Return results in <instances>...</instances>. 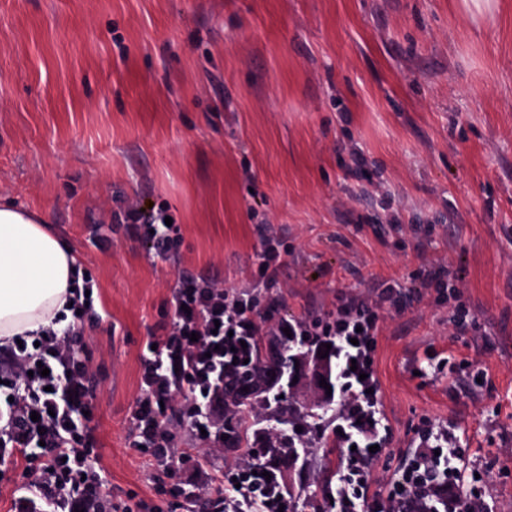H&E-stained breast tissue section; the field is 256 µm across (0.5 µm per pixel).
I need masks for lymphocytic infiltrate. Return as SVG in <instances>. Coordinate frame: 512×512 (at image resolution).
<instances>
[{"mask_svg": "<svg viewBox=\"0 0 512 512\" xmlns=\"http://www.w3.org/2000/svg\"><path fill=\"white\" fill-rule=\"evenodd\" d=\"M124 226L130 237L143 240L157 258L175 255L178 225H166L163 214L142 210L138 201H127ZM258 267V283L266 295L249 288H227L211 279L180 278L172 291L169 319L162 336L143 359L141 395L134 411L133 447L148 453L157 473L167 475L172 462L189 465L190 479L208 495L212 512H279L288 499L280 487L253 478L247 468L212 471L191 463L179 452L181 428L205 435L215 449L224 441V368L246 354L245 342L265 328L288 325L292 334L336 339L341 363L336 378L339 391L349 399L374 406L377 395L372 353L379 315L376 308L340 299L335 313L304 327L283 321L273 264L272 236ZM89 283L75 285L71 298L75 323L48 324L33 340L0 345V460L19 455L38 463L35 483L41 492L36 512H112L111 503L97 494L99 472L90 464L88 450L96 443L91 386L92 360L75 327L93 309L86 297ZM48 375L38 374V367ZM184 394L182 410H175V394ZM180 412L181 426L171 423ZM375 418L364 426L344 429L341 437L347 464L336 487L338 512H474L469 501L454 493L461 474L462 453L455 434L426 430L412 461L398 475L387 496L369 494L371 465L376 456L362 427H375Z\"/></svg>", "mask_w": 512, "mask_h": 512, "instance_id": "1", "label": "lymphocytic infiltrate"}]
</instances>
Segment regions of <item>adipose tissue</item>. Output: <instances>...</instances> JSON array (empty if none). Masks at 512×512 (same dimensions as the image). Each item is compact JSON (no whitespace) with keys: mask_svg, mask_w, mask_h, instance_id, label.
<instances>
[{"mask_svg":"<svg viewBox=\"0 0 512 512\" xmlns=\"http://www.w3.org/2000/svg\"><path fill=\"white\" fill-rule=\"evenodd\" d=\"M74 259L38 216L0 203V340L31 334L64 312Z\"/></svg>","mask_w":512,"mask_h":512,"instance_id":"obj_1","label":"adipose tissue"}]
</instances>
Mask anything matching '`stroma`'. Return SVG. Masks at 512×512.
<instances>
[{
  "label": "stroma",
  "mask_w": 512,
  "mask_h": 512,
  "mask_svg": "<svg viewBox=\"0 0 512 512\" xmlns=\"http://www.w3.org/2000/svg\"><path fill=\"white\" fill-rule=\"evenodd\" d=\"M130 198L179 225L175 260L91 242ZM0 200L95 284L105 500L174 512L130 445L143 349L179 277L253 287L270 224L287 318L379 307L370 493L428 426L463 441L457 492L512 512V0H0ZM34 479L0 465V512Z\"/></svg>",
  "instance_id": "35a3bbf8"
}]
</instances>
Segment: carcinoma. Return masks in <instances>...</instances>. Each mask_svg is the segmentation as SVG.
I'll return each mask as SVG.
<instances>
[{
  "label": "carcinoma",
  "instance_id": "1",
  "mask_svg": "<svg viewBox=\"0 0 512 512\" xmlns=\"http://www.w3.org/2000/svg\"><path fill=\"white\" fill-rule=\"evenodd\" d=\"M325 351L335 368L336 345L326 336H255L251 360L234 367L224 382V447L238 452L256 475L266 471L283 485L291 512L336 508L343 448L331 423L338 414L351 420L363 414L357 404L346 411L333 408L334 397L325 396L305 375V361ZM297 387L312 391L317 401L303 405L293 399L290 392ZM313 443L324 449L318 459L310 456ZM313 467L318 471L314 489L308 479Z\"/></svg>",
  "mask_w": 512,
  "mask_h": 512
}]
</instances>
